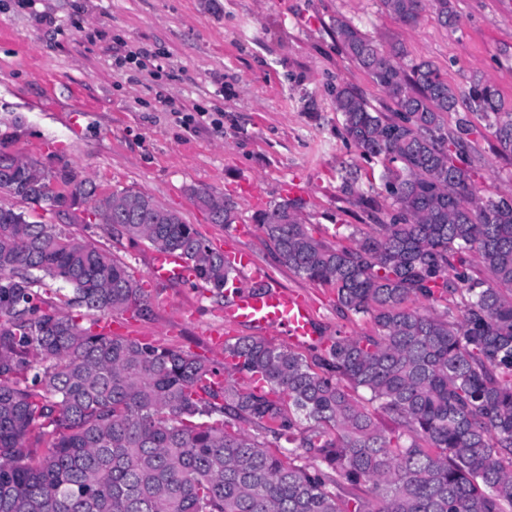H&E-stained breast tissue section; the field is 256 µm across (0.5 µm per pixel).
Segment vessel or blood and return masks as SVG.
<instances>
[{
	"label": "vessel or blood",
	"instance_id": "obj_1",
	"mask_svg": "<svg viewBox=\"0 0 512 512\" xmlns=\"http://www.w3.org/2000/svg\"><path fill=\"white\" fill-rule=\"evenodd\" d=\"M252 225H237L224 241V252L239 268L249 289L230 295L224 302L223 330L210 331L212 348H222L226 329L245 326L257 336H275L289 345L309 347L319 344L321 333L316 327L315 313L307 295L283 287L273 280L264 267L238 246L240 238L250 235ZM195 273L176 253H157L150 260L147 278L153 282L191 280Z\"/></svg>",
	"mask_w": 512,
	"mask_h": 512
}]
</instances>
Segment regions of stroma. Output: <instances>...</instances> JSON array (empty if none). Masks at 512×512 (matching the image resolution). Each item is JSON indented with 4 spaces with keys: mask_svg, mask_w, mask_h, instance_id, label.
<instances>
[{
    "mask_svg": "<svg viewBox=\"0 0 512 512\" xmlns=\"http://www.w3.org/2000/svg\"><path fill=\"white\" fill-rule=\"evenodd\" d=\"M457 32L430 13L408 25L380 0H0V142L46 165H69L108 191L132 188L176 211L211 247L235 224H249L254 203L239 182L255 178L265 204L283 186H307L302 217L314 235L333 240L337 225L370 223L342 189L346 173L362 192L379 188L381 159L363 158L344 134L330 92L347 86L380 111L391 103L351 63L336 36L346 19L383 47L399 42L409 58L431 61L458 92L484 78L512 108V0H452ZM150 50L145 66L130 63ZM54 83L47 95L46 83ZM221 115L220 125L186 126L184 115ZM469 140L484 162L472 180L488 197L512 188V155L496 150L483 121ZM209 191L232 205L236 222L211 223L195 199ZM124 262L149 295L139 321L158 345L222 361L205 333L223 326V303L207 289L154 287L146 277L150 245H117L105 225H71ZM240 246L282 286L309 294L327 335L356 336L368 320L336 311L333 288L295 275L261 230Z\"/></svg>",
    "mask_w": 512,
    "mask_h": 512,
    "instance_id": "obj_1",
    "label": "stroma"
}]
</instances>
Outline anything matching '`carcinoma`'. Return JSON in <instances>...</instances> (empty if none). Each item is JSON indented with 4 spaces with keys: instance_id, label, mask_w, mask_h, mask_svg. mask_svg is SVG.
<instances>
[{
    "instance_id": "carcinoma-1",
    "label": "carcinoma",
    "mask_w": 512,
    "mask_h": 512,
    "mask_svg": "<svg viewBox=\"0 0 512 512\" xmlns=\"http://www.w3.org/2000/svg\"><path fill=\"white\" fill-rule=\"evenodd\" d=\"M380 3L407 24L425 10L457 23L451 0ZM336 34L395 106L332 90L347 139L387 162L393 214L352 225L350 246L315 237L298 199L254 221L281 264L334 288L336 310L372 332L328 338L312 364L238 337L237 372L263 386H215L225 367L207 358L95 332L101 316H151L128 267L0 205V512H512V190L477 194L483 158L445 125L460 94L432 62L407 63L402 44L386 51L347 21ZM467 100L511 155L512 109L495 85L475 79ZM343 190L378 209L354 178ZM2 191L96 219L131 248L177 252L216 298L238 281L223 252L141 191L103 193L68 165L0 145ZM199 202L212 223L235 222L222 198ZM437 301L462 317L410 307Z\"/></svg>"
}]
</instances>
